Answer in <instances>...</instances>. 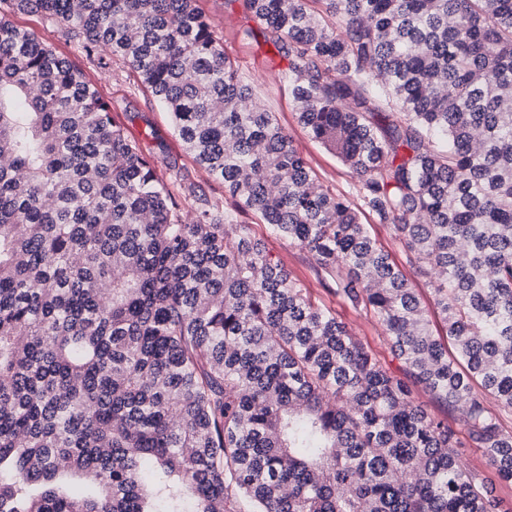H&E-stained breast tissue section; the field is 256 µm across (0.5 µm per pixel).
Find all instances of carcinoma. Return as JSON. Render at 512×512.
I'll list each match as a JSON object with an SVG mask.
<instances>
[{
	"label": "carcinoma",
	"instance_id": "1",
	"mask_svg": "<svg viewBox=\"0 0 512 512\" xmlns=\"http://www.w3.org/2000/svg\"><path fill=\"white\" fill-rule=\"evenodd\" d=\"M9 2L121 59L234 208L0 18V512H502L458 449L512 483V422L489 406L512 410V0H237L350 192L308 167L197 0ZM238 212L307 251L400 374ZM371 232L398 264L403 263L400 248L395 240L393 228L388 224H371ZM407 276L410 278L413 288H416V291L421 296L422 300L427 304L432 320V329L435 335L446 336V328L441 318L433 313V302L431 299V295L429 293L428 287L425 283L419 278L416 274H414L409 269L406 270Z\"/></svg>",
	"mask_w": 512,
	"mask_h": 512
}]
</instances>
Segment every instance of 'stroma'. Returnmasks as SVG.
Masks as SVG:
<instances>
[{
	"label": "stroma",
	"instance_id": "stroma-1",
	"mask_svg": "<svg viewBox=\"0 0 512 512\" xmlns=\"http://www.w3.org/2000/svg\"><path fill=\"white\" fill-rule=\"evenodd\" d=\"M198 5L211 22L214 34L223 43L225 52L237 62L243 79L255 86L263 105L274 112L278 123L288 131L308 166L325 184L348 187L353 181L349 170L335 154L311 139L298 124L288 92L281 80V74L287 69L288 62L266 43L263 25L254 17L243 13L237 0H198ZM0 17L34 33L41 41L80 67L111 103L113 116L124 126L129 137L141 141L145 151H159L185 163L190 179L201 191L209 197L223 200L225 208H232V201L225 198L223 184L213 181L203 170L191 164L180 139L171 128L168 112L142 88L121 60H112L105 69L97 67L75 41L67 38L62 25L39 14L11 12L7 0H0ZM247 29L251 30L252 35L246 39L242 33ZM148 125L153 127L155 138L144 137L143 131ZM237 220L249 225L252 232L265 241L272 257L345 322L361 344L374 352L391 372H398L400 363L391 353L381 328L327 291L308 252L289 245L286 240L272 234L268 226L257 223L252 214H238ZM459 454L468 468L478 474L500 500L503 512H512V484L498 479L481 449L467 447L460 449Z\"/></svg>",
	"mask_w": 512,
	"mask_h": 512
}]
</instances>
